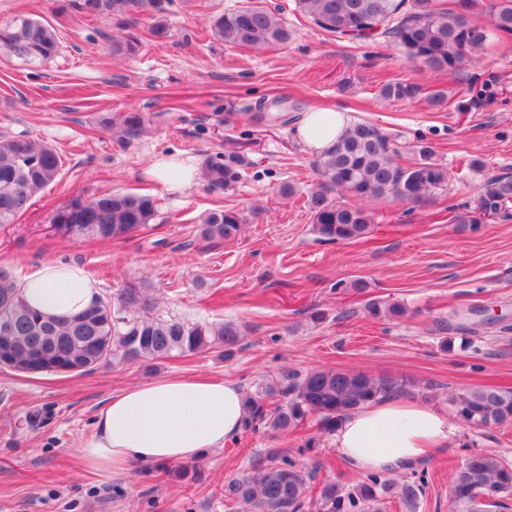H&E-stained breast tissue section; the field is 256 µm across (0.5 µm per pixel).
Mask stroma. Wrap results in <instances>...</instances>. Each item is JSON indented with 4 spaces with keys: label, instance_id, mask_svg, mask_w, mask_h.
Instances as JSON below:
<instances>
[{
    "label": "stroma",
    "instance_id": "obj_1",
    "mask_svg": "<svg viewBox=\"0 0 512 512\" xmlns=\"http://www.w3.org/2000/svg\"><path fill=\"white\" fill-rule=\"evenodd\" d=\"M251 0H176L168 36L146 37L138 56L108 52L110 18L81 19L67 0H0V22L18 14L58 30L52 61L27 64L0 54V135L53 146L58 180L35 196L16 223L0 226V264L26 279L41 264L77 265L109 294L146 285L153 312L191 322L234 323L232 354L223 347L152 361H114L83 375L29 376L0 369V512H224V485L251 471L268 452L293 451L314 439L302 462L317 483H354L335 436L315 421L288 433L242 430L201 457L165 465L132 463L101 478L84 470L79 448L112 394L165 377L202 376L243 391L277 387L284 374L314 368L362 371L420 383L417 402L450 417L446 442L420 461L426 471L419 512H449V475L467 450L512 460V423L476 429L454 416L452 395L479 386L512 387V220L473 226L450 219L473 204L488 176L512 175V46L487 43L479 62L455 74L413 65L381 38L339 40L314 28L294 0L281 7L292 33L265 51L229 47L209 33L212 15ZM421 85L411 102L384 98L389 80ZM442 92V104L429 96ZM333 108L383 129L404 162L430 147L446 168L448 192L412 205L373 200L370 240L328 243L308 207L318 177L315 154L297 137L304 112ZM136 112L142 132L125 138L103 119ZM238 157L237 179L214 192L196 181L171 193L146 175L158 158L203 166ZM478 159L482 169L470 168ZM290 194H283V187ZM113 191L150 195L156 216L128 239L73 243L52 215L74 197ZM233 209L242 230L210 241L202 219ZM370 288L346 286L355 278ZM406 307L401 318H373L368 297ZM323 315L311 321L312 312ZM474 325L471 346L443 352L442 336Z\"/></svg>",
    "mask_w": 512,
    "mask_h": 512
}]
</instances>
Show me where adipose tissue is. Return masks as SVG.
<instances>
[{
	"label": "adipose tissue",
	"mask_w": 512,
	"mask_h": 512,
	"mask_svg": "<svg viewBox=\"0 0 512 512\" xmlns=\"http://www.w3.org/2000/svg\"><path fill=\"white\" fill-rule=\"evenodd\" d=\"M346 123L342 113L320 108L305 115L298 134L319 151ZM23 291L31 305L53 317L73 316L99 294L80 267L65 263L42 265L26 278ZM243 416V394L234 382L158 379L113 394L80 454L85 469L103 478L134 462H183L223 447L239 432ZM450 430L436 408L389 399L352 413L337 431V450L355 469L399 472L446 440Z\"/></svg>",
	"instance_id": "obj_1"
}]
</instances>
